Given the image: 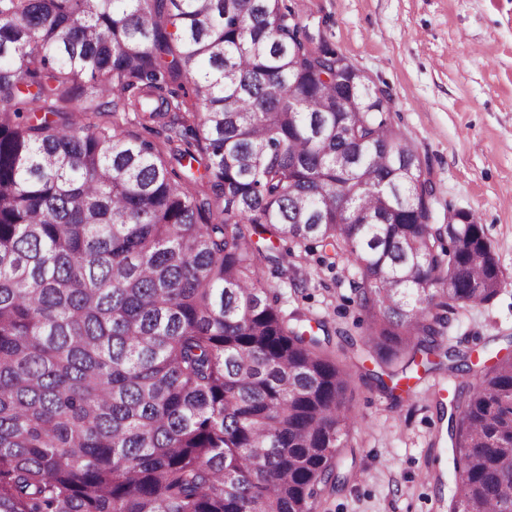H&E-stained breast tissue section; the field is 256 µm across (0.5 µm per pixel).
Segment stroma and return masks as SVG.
I'll return each instance as SVG.
<instances>
[{
  "instance_id": "obj_1",
  "label": "stroma",
  "mask_w": 512,
  "mask_h": 512,
  "mask_svg": "<svg viewBox=\"0 0 512 512\" xmlns=\"http://www.w3.org/2000/svg\"><path fill=\"white\" fill-rule=\"evenodd\" d=\"M300 24L392 97L391 121L436 185L434 223L465 210L483 224L504 283L458 311L447 342L471 368L418 373L395 393L372 375L366 317L340 258H288L278 286L286 313L325 322L328 354L353 366L344 395L357 416L336 453V484L312 512H449L454 482L448 392L478 381V362L512 354V0H287Z\"/></svg>"
}]
</instances>
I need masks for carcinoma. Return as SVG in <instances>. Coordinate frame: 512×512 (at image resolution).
I'll use <instances>...</instances> for the list:
<instances>
[{
    "instance_id": "cac0c4a2",
    "label": "carcinoma",
    "mask_w": 512,
    "mask_h": 512,
    "mask_svg": "<svg viewBox=\"0 0 512 512\" xmlns=\"http://www.w3.org/2000/svg\"><path fill=\"white\" fill-rule=\"evenodd\" d=\"M351 68L283 0H0V512H310L351 374L264 279L288 243L354 267L404 379L498 294ZM451 440L452 512H512L511 359Z\"/></svg>"
}]
</instances>
